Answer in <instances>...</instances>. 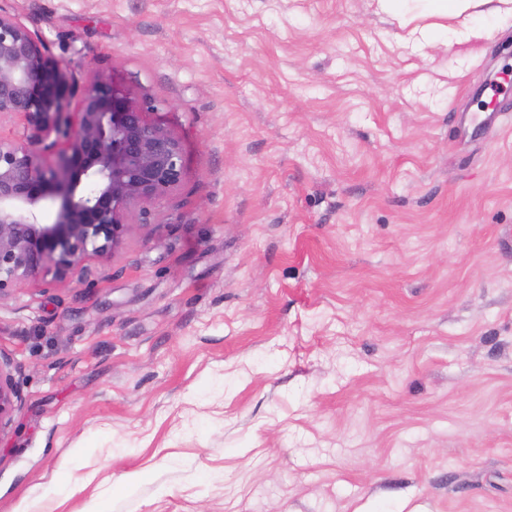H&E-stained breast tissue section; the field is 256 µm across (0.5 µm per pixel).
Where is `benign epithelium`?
Segmentation results:
<instances>
[{"label":"benign epithelium","instance_id":"1","mask_svg":"<svg viewBox=\"0 0 512 512\" xmlns=\"http://www.w3.org/2000/svg\"><path fill=\"white\" fill-rule=\"evenodd\" d=\"M28 130L0 140V296L24 284L84 282L88 262L123 245L132 208L160 200L183 179L181 143L125 104L101 74L79 89L17 17L0 11V117ZM53 157L44 167L39 156ZM55 221L41 222L46 203ZM16 367L0 356V438L23 397Z\"/></svg>","mask_w":512,"mask_h":512}]
</instances>
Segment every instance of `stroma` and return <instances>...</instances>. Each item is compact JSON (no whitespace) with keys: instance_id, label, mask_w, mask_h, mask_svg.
<instances>
[{"instance_id":"35a3bbf8","label":"stroma","mask_w":512,"mask_h":512,"mask_svg":"<svg viewBox=\"0 0 512 512\" xmlns=\"http://www.w3.org/2000/svg\"><path fill=\"white\" fill-rule=\"evenodd\" d=\"M0 10L184 165L93 287L0 298V512H512L511 25L412 48L375 0ZM15 371L13 362L0 354V438L11 432L15 416L23 402L21 391L15 381Z\"/></svg>"}]
</instances>
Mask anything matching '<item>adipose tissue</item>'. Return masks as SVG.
<instances>
[{
    "mask_svg": "<svg viewBox=\"0 0 512 512\" xmlns=\"http://www.w3.org/2000/svg\"><path fill=\"white\" fill-rule=\"evenodd\" d=\"M477 18V26L469 34L477 39L492 38L502 25L512 22V0H426L428 16L439 18V25L414 28L410 37L416 42H432L449 34L445 21L463 13Z\"/></svg>",
    "mask_w": 512,
    "mask_h": 512,
    "instance_id": "1",
    "label": "adipose tissue"
}]
</instances>
